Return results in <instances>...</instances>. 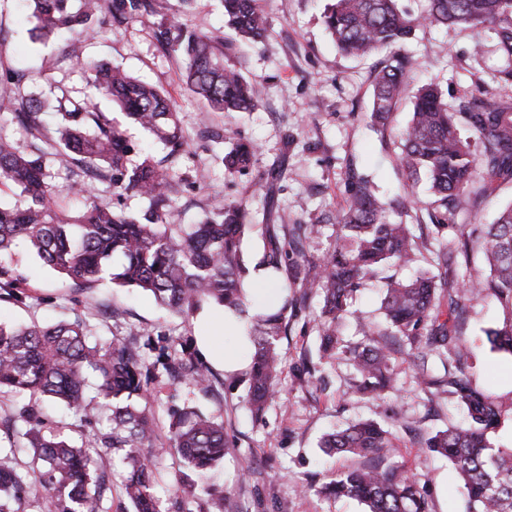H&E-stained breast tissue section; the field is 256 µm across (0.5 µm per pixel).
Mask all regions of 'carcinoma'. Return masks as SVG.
<instances>
[{
	"instance_id": "cac0c4a2",
	"label": "carcinoma",
	"mask_w": 512,
	"mask_h": 512,
	"mask_svg": "<svg viewBox=\"0 0 512 512\" xmlns=\"http://www.w3.org/2000/svg\"><path fill=\"white\" fill-rule=\"evenodd\" d=\"M423 19L414 18L399 0H327L325 30L344 54L368 56L384 49L393 53L374 83L371 126L383 132L389 123L411 67V59L396 51L410 40L425 20L437 26H458L476 33L473 53L484 59L482 32H493L492 52L505 61L494 70L498 82H512V0H428ZM150 0H111L112 16L130 20L141 15ZM226 25L248 43L268 31L259 0H222ZM34 30L49 36L61 30L83 28L98 0H83L75 11L71 0H30ZM217 33L180 31L174 46L184 64L186 87L220 112H251L262 101L259 86L245 80L214 53ZM95 93L111 100L130 123L149 131L177 155L186 136L167 94L143 83L118 67L85 63ZM56 112L55 131L42 132L39 115ZM0 112L8 113L31 139L21 151L0 138V183H10L20 200L0 205V252L19 243L46 266L84 289L109 281L153 296L160 305L191 314L203 304H215L246 318L253 345L246 374L252 411L259 415L275 394L280 373L278 345L288 331V296L264 314L249 315L245 279L244 240L253 216L244 201L221 203L199 224H168L171 178L162 162L151 155L136 163L124 131L103 112L88 106L68 108L30 98H0ZM474 132L481 143L476 154L460 126ZM399 167L412 183L425 180L438 202L430 215L436 232L450 227L453 238L436 253V269L421 270L405 282L387 285L381 303L386 327L368 331L366 340L347 348L359 380L354 391L380 395L394 388L391 357L385 337L393 336L407 356L418 360L421 382L449 388L466 414V423L438 431L425 447L445 457L462 483L464 512H512V448L490 439L500 424L498 403L472 386L463 376L466 346L456 327L466 312V301L494 296L505 312L500 326L484 330L491 349L512 355V204L495 223L459 224L456 217L473 210L477 200L495 190L500 180H512V103L489 100L476 88L470 100L455 112L448 107L438 84L420 86L411 117L401 133ZM256 147L236 140L224 154V168L241 173L253 167ZM69 157L92 176L108 180L116 192L134 191L149 206L139 215L98 200L85 184L68 187L83 198V209L73 216L56 210L58 192L48 181L46 157ZM348 196L336 212L339 224L336 248L315 261L303 250L307 235L319 233L318 224H268L264 265L283 277L284 288H298L323 300L320 351L326 357L341 348V320L361 281L391 261H414L416 242L412 227L402 220L405 198L391 199L377 191L368 176L354 170L346 177ZM476 239L489 272L478 274L469 261L459 263L455 242ZM27 284L15 272L0 266V297L20 302ZM143 346L158 351L156 362L170 372L187 371L200 386L209 370L192 359L173 358L169 347L156 345L152 332ZM439 362L446 378L429 377V360ZM151 367L139 351L124 344L90 340L77 318L52 326L23 328L0 324V390L27 393L39 400H54L82 421H88L87 400H96L109 412L110 427L95 434L94 444L123 452L128 477L125 497L135 512H163L152 493V470L140 448L156 438L155 418L146 401ZM170 439L184 465L199 477L224 460V425L199 409L187 406L171 415ZM6 435L9 448L32 450V465L22 466L15 456L0 454V512H18L12 505L38 499L42 512H97L109 489V475L94 452L40 429L37 408L22 409ZM320 447L328 453L368 457L374 464L336 474L321 488L329 497L350 498L364 512H430L428 499L417 481L388 459L393 452L391 433L374 421H362L326 434Z\"/></svg>"
}]
</instances>
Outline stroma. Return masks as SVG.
I'll return each mask as SVG.
<instances>
[{
	"mask_svg": "<svg viewBox=\"0 0 512 512\" xmlns=\"http://www.w3.org/2000/svg\"><path fill=\"white\" fill-rule=\"evenodd\" d=\"M268 18L266 38L240 45L225 35V63L258 82L264 100L255 111L212 112L186 90L182 59L172 46L155 38L158 23L185 25L208 32L224 25L219 0H152L149 12L132 21L114 22L107 9L92 16L81 34L32 42L33 25L24 0H0V95L54 100L63 96L84 103L92 95L86 61L117 65L171 96L188 140L170 165L171 203L166 221L194 224L222 201H245L254 226L245 241L247 266L260 264L265 253L266 203L258 181L278 163L286 168L277 195L279 214L290 224H317L320 235L305 240L308 256L318 258L336 242V212L347 197L346 172L356 169L372 178L387 196L406 193L403 216L417 242L416 260L388 266L367 276L355 293L342 321L344 347L335 358L319 353L320 299L307 297L289 308L288 334L280 342L281 373L277 394L261 415L247 404L243 372H226L214 362L202 342L208 325L223 320L222 307L206 304L193 315H178L160 307L144 292L104 285L80 290L24 248L0 257L26 281L27 296L16 303L0 299V323L53 324L83 319L92 337L126 342L149 328L165 338L173 354L188 350L210 369V388L201 391L181 373L157 365V354L144 351L153 367L148 401L158 424L157 437L144 454L152 462V490L163 512H204L203 490L184 493L185 467L172 447L168 432L171 409L194 406L222 422L230 449L213 478L223 491L226 512H363L352 499L322 494L321 486L336 473L359 467L362 458L338 454L327 457L319 447L322 435L369 419L389 429L396 444L391 463L404 466L427 493L433 512H462L460 479L444 458L425 449L427 434L459 423L462 413L453 395L436 386L421 385L410 358L395 353L396 388L380 396H352L358 379L348 354L363 341L365 327L383 326L380 310L388 279L405 281L433 263L436 230L429 216L436 205L424 183L408 185L398 166L399 132L412 110L404 96L384 133L369 120L374 74L382 56L354 59L342 54L324 30V0H262ZM471 30L423 25L404 50L413 57L414 85L439 84L449 107L458 108L481 87L486 98L508 101L512 87L492 80L496 56L476 62ZM24 72L14 82L13 72ZM258 148L254 168L245 174L225 173L223 157L230 138ZM502 319L496 299L468 305L458 326L470 349L463 373L472 384L490 391L501 410V423L492 441L512 448V357L492 351L485 329ZM45 425L77 442L91 441L104 422L80 421L63 406L46 403Z\"/></svg>",
	"mask_w": 512,
	"mask_h": 512,
	"instance_id": "stroma-1",
	"label": "stroma"
}]
</instances>
